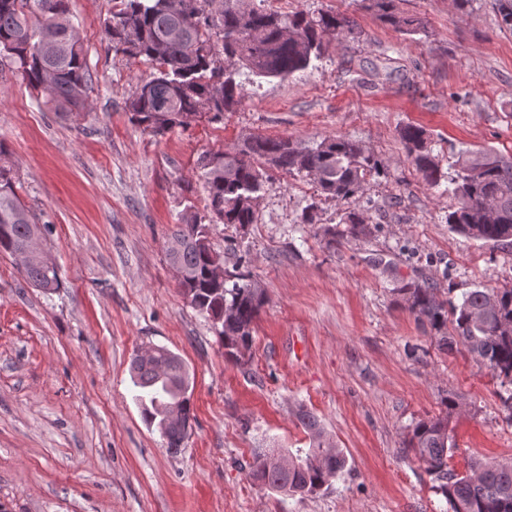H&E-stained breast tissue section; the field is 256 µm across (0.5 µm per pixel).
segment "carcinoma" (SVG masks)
Listing matches in <instances>:
<instances>
[{"label":"carcinoma","instance_id":"carcinoma-1","mask_svg":"<svg viewBox=\"0 0 512 512\" xmlns=\"http://www.w3.org/2000/svg\"><path fill=\"white\" fill-rule=\"evenodd\" d=\"M362 6L403 34L426 29L423 19L409 16L396 0H361ZM69 0H0V62L48 96L59 108L80 110L92 78L79 38L68 20ZM112 51L144 57L156 65L152 79L139 85L125 102L130 120L155 137H163L196 118L224 121L241 102L244 87L255 79H286L307 69L336 37L358 34L356 21L333 11L280 13L265 0H118L104 21ZM399 138L423 180L437 186L439 162L428 146L426 130L406 125ZM206 191V215L187 203L166 241V255L177 273L182 295L214 323L224 356L241 361L251 350L263 291L235 264L228 278L214 274L220 257L209 241L211 224H254L265 169L313 180L326 199L347 202L382 164L358 143L325 138L314 147H297L287 138L249 137L230 149L207 151L197 161ZM448 194L455 199L448 213L451 229L485 243L512 241V157L490 150L462 152ZM335 225L320 227L323 236L359 240L371 234L362 213L348 207ZM34 213L15 190L12 169L0 165V254L16 255L39 230ZM27 281L51 291L59 287L56 265L35 257L22 264ZM411 312L421 321L440 326L447 321L445 303L433 286L410 279L400 286ZM453 332L439 343L451 350L460 344L501 379L499 398L512 410V288H474L450 303ZM130 378L135 400L146 422L156 426L165 447L176 453L192 432L191 381L183 359L163 346L142 349L132 357ZM445 415L418 423L410 447L425 466L435 489L451 512H512V460L475 461L465 475L448 469L456 448ZM178 418L171 419L172 413ZM297 420L310 436V448L287 453L282 469L257 452L250 475L262 485L290 495L322 489L347 465L343 451L323 442L315 415L300 410Z\"/></svg>","mask_w":512,"mask_h":512}]
</instances>
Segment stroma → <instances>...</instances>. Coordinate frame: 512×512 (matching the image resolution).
Masks as SVG:
<instances>
[{
  "mask_svg": "<svg viewBox=\"0 0 512 512\" xmlns=\"http://www.w3.org/2000/svg\"><path fill=\"white\" fill-rule=\"evenodd\" d=\"M292 13L335 11L359 33L314 67L246 85L223 122L155 138L125 101L149 80L146 59L108 50L114 0H70L92 75L87 107L64 112L0 71V149L21 199L50 227L60 286L28 284L0 256V512H446L409 441L414 426L457 410L448 467L512 458L500 381L465 349L439 344L409 310L398 278L428 281L439 300L512 287V244L453 232L454 206L407 159L399 130L423 126L443 176L459 154L512 156V30L496 0H397L427 23L402 34L357 0H267ZM253 135L312 146L361 143L385 166L352 200L370 236L327 246L317 225L340 208L312 181L270 172L249 225L214 224L224 266L240 263L267 295L249 355L234 363L212 322L181 295L165 254L184 199L203 211L197 160ZM316 221L298 223L310 203ZM147 344L189 368L196 422L169 452L135 400L129 365ZM319 420L347 457L317 494L277 493L249 475L258 448L310 444L296 412Z\"/></svg>",
  "mask_w": 512,
  "mask_h": 512,
  "instance_id": "obj_1",
  "label": "stroma"
}]
</instances>
